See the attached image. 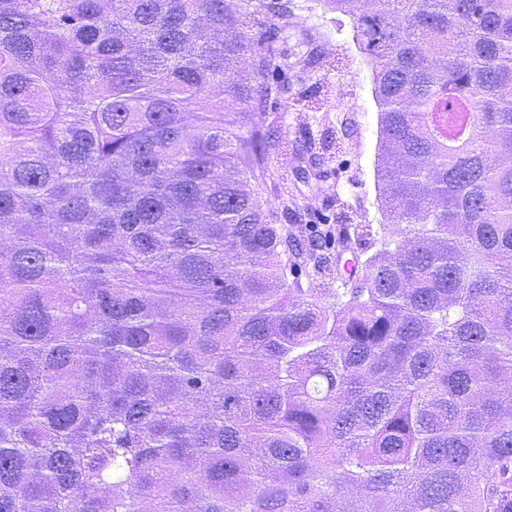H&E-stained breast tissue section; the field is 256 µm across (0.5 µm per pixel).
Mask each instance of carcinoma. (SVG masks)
<instances>
[{"label": "carcinoma", "mask_w": 512, "mask_h": 512, "mask_svg": "<svg viewBox=\"0 0 512 512\" xmlns=\"http://www.w3.org/2000/svg\"><path fill=\"white\" fill-rule=\"evenodd\" d=\"M327 2L380 109L332 258L251 187L288 0H0V512H512V0Z\"/></svg>", "instance_id": "obj_1"}]
</instances>
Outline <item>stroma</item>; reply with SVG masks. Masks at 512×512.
<instances>
[{
  "instance_id": "stroma-1",
  "label": "stroma",
  "mask_w": 512,
  "mask_h": 512,
  "mask_svg": "<svg viewBox=\"0 0 512 512\" xmlns=\"http://www.w3.org/2000/svg\"><path fill=\"white\" fill-rule=\"evenodd\" d=\"M296 8L287 22L277 23L268 33L287 67L291 93L318 94L325 100L322 111L297 120L295 112L281 103H268L255 121L267 134H284L288 149L275 155L273 177L254 182L262 199L273 206L287 205L281 223L303 224L310 238L338 236L336 222L340 201L352 207L357 224H375L379 190L375 177L379 107L373 93V73L354 38L349 17L328 9L323 0H294ZM311 42L317 55L347 57L344 69L326 72L319 63L299 67L297 44ZM342 125L344 150L335 164L323 166L315 147L322 132Z\"/></svg>"
}]
</instances>
